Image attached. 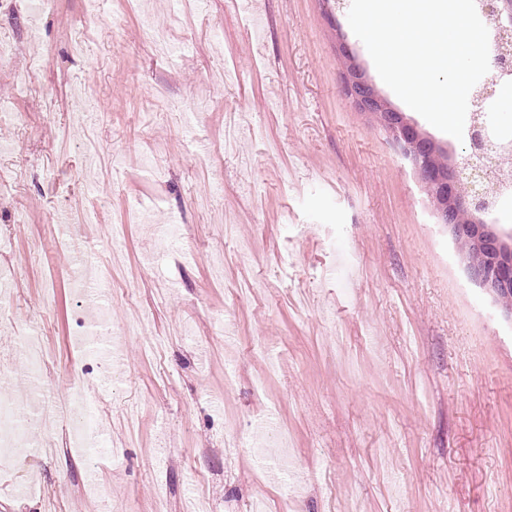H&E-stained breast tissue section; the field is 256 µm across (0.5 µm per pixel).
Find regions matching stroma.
Here are the masks:
<instances>
[{"instance_id":"1","label":"stroma","mask_w":512,"mask_h":512,"mask_svg":"<svg viewBox=\"0 0 512 512\" xmlns=\"http://www.w3.org/2000/svg\"><path fill=\"white\" fill-rule=\"evenodd\" d=\"M351 0H29L0 9V395L32 381L17 341L38 323L43 401L121 364L100 414L107 452L15 451L0 512H512V311L470 278L411 160L344 89ZM169 29L160 57L148 39ZM31 88L21 91L19 76ZM94 208L58 245L76 205ZM114 269L104 322L77 276ZM265 446L263 455L254 446Z\"/></svg>"}]
</instances>
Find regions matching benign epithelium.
Listing matches in <instances>:
<instances>
[{
	"mask_svg": "<svg viewBox=\"0 0 512 512\" xmlns=\"http://www.w3.org/2000/svg\"><path fill=\"white\" fill-rule=\"evenodd\" d=\"M482 12L496 21L497 39L512 35V0H483ZM345 76V89L360 109L377 117L391 133L394 141L408 154L419 177L431 187L438 223L448 225L451 236L468 248L467 270L471 279L488 294L496 297L512 286V247L498 236L494 228L484 224L469 226L452 219L455 212L486 209L477 185L489 157L486 132L472 135L471 151L461 161H448L433 166L434 143L422 135L417 126L403 114L389 107L375 87L365 78L351 52Z\"/></svg>",
	"mask_w": 512,
	"mask_h": 512,
	"instance_id": "benign-epithelium-1",
	"label": "benign epithelium"
}]
</instances>
